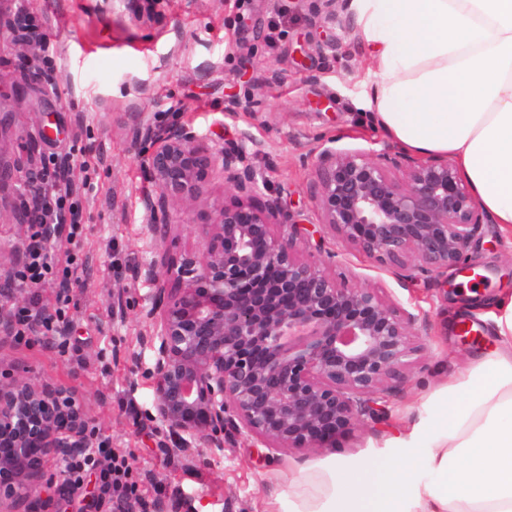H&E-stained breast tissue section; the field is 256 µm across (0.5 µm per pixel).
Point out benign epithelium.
Here are the masks:
<instances>
[{"mask_svg": "<svg viewBox=\"0 0 512 512\" xmlns=\"http://www.w3.org/2000/svg\"><path fill=\"white\" fill-rule=\"evenodd\" d=\"M127 136L156 187L143 199L148 229L163 238L181 225L202 244L160 270L136 253L124 263L159 283L156 303L140 313L152 326L157 386L147 415L162 448L180 456L245 437L274 452L314 450L373 420L377 399L420 349L419 308L384 288L338 283L326 261L299 253L308 229L283 222L276 203L250 208L268 190L250 135L216 144L177 112L163 122L136 112ZM313 169L320 236L399 281L472 271L469 252L492 220L448 159L322 147ZM215 177L230 201L198 223L194 211ZM21 180L29 195L49 194L30 172ZM52 400L26 375L0 374V432L41 419ZM14 474L0 512L42 489L23 468Z\"/></svg>", "mask_w": 512, "mask_h": 512, "instance_id": "obj_1", "label": "benign epithelium"}]
</instances>
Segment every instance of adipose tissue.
<instances>
[{
  "label": "adipose tissue",
  "instance_id": "obj_1",
  "mask_svg": "<svg viewBox=\"0 0 512 512\" xmlns=\"http://www.w3.org/2000/svg\"><path fill=\"white\" fill-rule=\"evenodd\" d=\"M378 79L368 101L401 150L446 156L512 228V0H354ZM500 349L475 357L363 456L294 468L277 512H512V295Z\"/></svg>",
  "mask_w": 512,
  "mask_h": 512
}]
</instances>
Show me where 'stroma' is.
<instances>
[{
  "instance_id": "stroma-1",
  "label": "stroma",
  "mask_w": 512,
  "mask_h": 512,
  "mask_svg": "<svg viewBox=\"0 0 512 512\" xmlns=\"http://www.w3.org/2000/svg\"><path fill=\"white\" fill-rule=\"evenodd\" d=\"M20 7L40 15L52 59L31 69L11 33H0V70L10 76L0 86V154L24 169L52 155L78 161L72 180L83 198L82 222L73 237L58 239L55 251L87 263L70 286L66 329L84 362L75 374L55 344L16 348L0 338V369L26 372L50 393L75 390L88 424L113 453L126 456L140 487L163 490L160 512H272L294 465L354 455L393 436L419 399L464 360L496 351L491 322L470 306L473 298L512 291V263L502 252L512 246L511 233L489 225L468 258L474 273L449 271L454 289L447 293L428 280L398 282L328 236L320 257L330 260L337 278L357 276L424 313L416 326L421 349L379 400L380 420L337 434L332 449L274 453L241 438L206 463L194 454L169 456L146 417L156 380L144 344L151 327L138 313L150 307L157 283L131 277L122 260L135 250L160 264L199 243L183 228L158 243L144 222L148 185L126 137L140 95L129 79H149L147 109L157 119L175 109L215 143L244 133L261 142L253 166L271 188L253 199V208L275 201L291 222L314 224L315 148L368 152L388 142L367 107L376 85L369 48L349 4L339 13L349 29L341 47L319 50L329 34L320 24L323 0H0V19ZM26 196L20 179L0 183V283L22 260ZM118 294L131 303L121 317L112 313ZM463 322L480 331L479 343L461 344Z\"/></svg>"
}]
</instances>
